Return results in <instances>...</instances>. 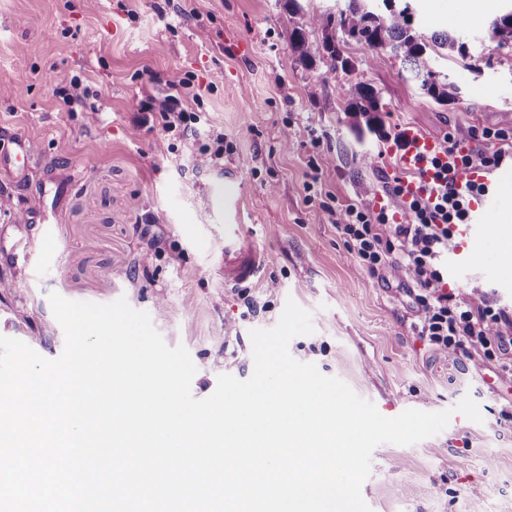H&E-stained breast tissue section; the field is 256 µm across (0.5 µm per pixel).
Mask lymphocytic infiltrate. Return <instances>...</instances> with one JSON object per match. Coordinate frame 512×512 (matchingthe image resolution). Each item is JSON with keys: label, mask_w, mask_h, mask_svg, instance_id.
Masks as SVG:
<instances>
[{"label": "lymphocytic infiltrate", "mask_w": 512, "mask_h": 512, "mask_svg": "<svg viewBox=\"0 0 512 512\" xmlns=\"http://www.w3.org/2000/svg\"><path fill=\"white\" fill-rule=\"evenodd\" d=\"M480 137L487 149L463 153L450 141L444 159L433 160L435 179L424 193L406 195L403 182L394 180L388 203L349 206L337 230L371 277L389 267L397 271L413 298L418 335L432 352L512 373V309L448 285V245L481 192L475 184L449 186L448 173L459 164L498 169L506 159L500 144L512 135L500 128Z\"/></svg>", "instance_id": "f902f5d3"}]
</instances>
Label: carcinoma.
<instances>
[{"mask_svg": "<svg viewBox=\"0 0 512 512\" xmlns=\"http://www.w3.org/2000/svg\"><path fill=\"white\" fill-rule=\"evenodd\" d=\"M386 12L378 13L371 9L367 0H345L339 14L312 15L298 22L288 19V45L304 64H312L320 58L333 69L349 67L338 48L337 34H342L372 51H388L400 59L409 78L419 83L424 94L440 104L455 102L459 97V87L447 80L438 78L432 61L434 56L457 54L466 59V44L446 32L425 33L411 27L410 6L395 7V0H383ZM490 26L506 32V37L498 46L512 44V14L494 19ZM318 29L322 33L321 44L313 48L307 38V29ZM350 97L348 111L356 118L353 127L374 130L382 124L379 117L381 106L379 96L371 88L356 85L348 89Z\"/></svg>", "mask_w": 512, "mask_h": 512, "instance_id": "obj_1", "label": "carcinoma"}]
</instances>
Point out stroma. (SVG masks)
<instances>
[{
	"label": "stroma",
	"mask_w": 512,
	"mask_h": 512,
	"mask_svg": "<svg viewBox=\"0 0 512 512\" xmlns=\"http://www.w3.org/2000/svg\"><path fill=\"white\" fill-rule=\"evenodd\" d=\"M414 28L461 37L467 60H437L461 88L439 105L408 80L399 59L351 40L349 69L303 65L288 46V0H0V151L7 134L33 139L31 183L0 172V243L15 220L42 208L35 181L70 172L52 237L32 232L27 267L0 264V335L55 359L65 337L48 296L147 312L169 346L197 367L194 397L219 374L253 371L249 332L278 322L287 300L312 314L313 334L291 355L345 381L380 414L452 410L446 429L412 446L379 445L361 492L373 512H512V376L439 357L413 327L412 299L393 271L374 279L336 226L349 205L375 206L399 177L395 138L407 131L471 141L506 126L512 111V47L489 23L512 11L492 0L478 19L466 0H409ZM91 94L72 112L55 94L71 77ZM191 76L202 118L195 132L164 131L157 110ZM372 88L381 132L356 136L344 90ZM223 140L217 165L197 161ZM371 153V165L360 161ZM257 231L261 277L224 284V202ZM460 292L512 306V265L491 248L487 266L461 272ZM471 396L483 423L455 413Z\"/></svg>",
	"instance_id": "obj_1"
}]
</instances>
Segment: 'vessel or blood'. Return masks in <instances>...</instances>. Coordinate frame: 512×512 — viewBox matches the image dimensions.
Wrapping results in <instances>:
<instances>
[{"label":"vessel or blood","mask_w":512,"mask_h":512,"mask_svg":"<svg viewBox=\"0 0 512 512\" xmlns=\"http://www.w3.org/2000/svg\"><path fill=\"white\" fill-rule=\"evenodd\" d=\"M16 148L11 152H0V169L13 168L18 179H25L29 164L35 154L34 144L25 138H15ZM444 142L409 133L408 143L398 157L399 169L415 173L416 178L405 185L407 193L418 194L430 184L433 172L427 167L428 160L444 149ZM457 187L477 183L485 185V192L471 204L470 223L461 225L459 235L464 242L463 248L455 252V262L460 266L474 263L478 257V247L488 241L499 240L500 234L491 216L508 195L512 194V178L494 176L475 167H459L454 174ZM262 268L261 255L255 240L243 225L228 224L224 227V282L240 286L253 281Z\"/></svg>","instance_id":"vessel-or-blood-1"}]
</instances>
